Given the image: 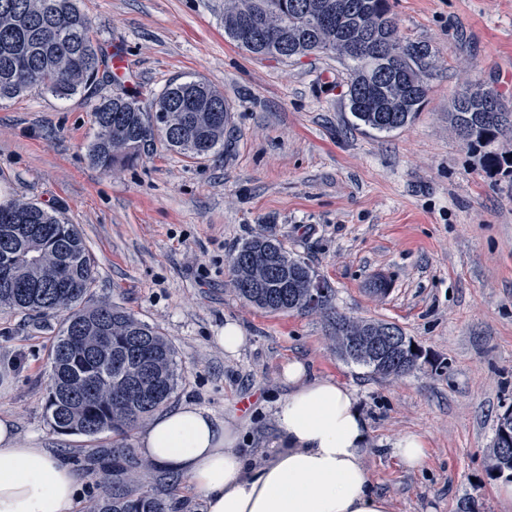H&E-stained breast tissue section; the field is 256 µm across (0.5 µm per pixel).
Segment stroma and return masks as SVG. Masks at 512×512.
I'll return each mask as SVG.
<instances>
[{
	"label": "stroma",
	"mask_w": 512,
	"mask_h": 512,
	"mask_svg": "<svg viewBox=\"0 0 512 512\" xmlns=\"http://www.w3.org/2000/svg\"><path fill=\"white\" fill-rule=\"evenodd\" d=\"M401 37L436 56L426 102L380 134L347 107L346 64L324 54L258 60L224 36V0H80L103 48L119 47L121 86L144 110L177 78L202 79L232 108L224 148L197 163L155 144L106 172L87 158L94 99L34 91L0 102V199L20 196L76 224L96 263L87 304L114 303L161 328L182 379L170 407L235 419L258 466L280 448L274 408L285 364L354 390L368 423L366 465L391 512H512L487 454L512 408V169L487 170L448 114L472 83L512 109V0H390ZM270 232L333 291L342 314L396 324L427 353L420 370L383 379L342 360L327 317L273 314L235 293L227 258ZM386 279L389 289L372 286ZM244 336L237 354L217 338ZM60 317L0 309V415L19 443L88 475L71 512L112 490L111 434H61L46 416L47 354ZM426 442L418 469L390 453ZM138 486L166 488L202 512L188 478L138 461Z\"/></svg>",
	"instance_id": "1"
}]
</instances>
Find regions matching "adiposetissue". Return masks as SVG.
<instances>
[{
  "instance_id": "ef3b65f1",
  "label": "adipose tissue",
  "mask_w": 512,
  "mask_h": 512,
  "mask_svg": "<svg viewBox=\"0 0 512 512\" xmlns=\"http://www.w3.org/2000/svg\"><path fill=\"white\" fill-rule=\"evenodd\" d=\"M288 396L275 405L280 450L251 469L237 449L238 428L185 404L149 421L142 456L186 476L203 512H390L365 463L367 424L354 391L284 368ZM82 482L67 461L18 444L14 420L0 416V512H70Z\"/></svg>"
}]
</instances>
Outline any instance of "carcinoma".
Wrapping results in <instances>:
<instances>
[{
    "mask_svg": "<svg viewBox=\"0 0 512 512\" xmlns=\"http://www.w3.org/2000/svg\"><path fill=\"white\" fill-rule=\"evenodd\" d=\"M224 36L256 59L332 54L350 71L348 108L356 125L389 133L407 125L426 100L434 54L397 34L390 0H225ZM114 81L109 56L92 35L78 0H0V101L38 90L58 99L94 96ZM224 95L203 80L174 79L146 112L129 92L101 97L93 109L90 161L104 170L131 162L160 139L191 160L224 146L231 116ZM451 120L474 149L512 131V113L482 84L454 101ZM240 299L269 313L330 316L336 353L380 377L420 368L411 344L378 358L358 349L388 322L332 310V289L288 253L274 234L247 239L228 257ZM95 260L77 225L36 202L0 201V308L62 317L48 352L46 414L62 434L126 437L171 400L180 379L175 350L160 328L112 303L83 304ZM489 468L512 472V453L492 445ZM83 512H170L151 489L112 487Z\"/></svg>",
    "mask_w": 512,
    "mask_h": 512,
    "instance_id": "carcinoma-1",
    "label": "carcinoma"
}]
</instances>
